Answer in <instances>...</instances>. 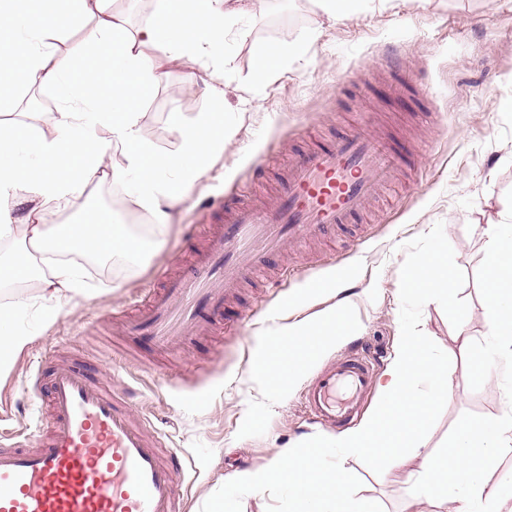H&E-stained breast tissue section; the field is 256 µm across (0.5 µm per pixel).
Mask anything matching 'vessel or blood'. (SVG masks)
I'll return each mask as SVG.
<instances>
[{
  "label": "vessel or blood",
  "instance_id": "obj_1",
  "mask_svg": "<svg viewBox=\"0 0 512 512\" xmlns=\"http://www.w3.org/2000/svg\"><path fill=\"white\" fill-rule=\"evenodd\" d=\"M389 175L363 128L298 155L270 204L257 209L239 200L228 218L199 224L206 247L193 271H160L159 287L123 316L125 331L172 350L187 336L213 331L268 254L350 223ZM372 372V360L357 349L322 367L305 394L313 422L341 428L355 421ZM46 394L47 434L0 448V512H184L176 484L185 459L165 433L136 419L76 361L54 367Z\"/></svg>",
  "mask_w": 512,
  "mask_h": 512
}]
</instances>
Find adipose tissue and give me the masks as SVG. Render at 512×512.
Listing matches in <instances>:
<instances>
[{
	"instance_id": "ef3b65f1",
	"label": "adipose tissue",
	"mask_w": 512,
	"mask_h": 512,
	"mask_svg": "<svg viewBox=\"0 0 512 512\" xmlns=\"http://www.w3.org/2000/svg\"><path fill=\"white\" fill-rule=\"evenodd\" d=\"M112 0H0V37L24 51L23 71L29 82L54 86L66 101L44 124L18 120L0 126V284L37 281L44 305L41 321L50 324L57 303L84 296L79 272L66 262L69 254L138 256L144 240L115 224L109 211L84 205L89 184L104 182L122 189L154 228L165 230L173 209L186 191L224 150V114L198 113L186 121L172 113L179 134L175 151L161 152L141 133L138 107L158 85L168 67L200 60L230 31L251 0H155L152 20L130 29L110 7ZM85 29L78 57L56 54L53 40L59 21ZM113 50L108 72L109 99L99 102L80 79L98 72L99 51ZM121 162H111L113 150ZM81 205L82 214L69 224L55 223L63 209ZM485 260L491 271L485 281L491 319L489 340L480 356L496 369L512 371V207L487 231ZM445 240H436L416 266L399 272L404 297L428 300L448 288V267L442 257ZM30 307L26 299L0 306V370L12 367L31 340L18 321ZM348 303L325 309L312 318L283 324L260 343L257 373H273V390L298 383L323 353L359 333ZM382 397L357 428L340 432L338 448L372 452L388 448L396 468L406 469L407 503L430 504L442 512H512V487L492 484L489 466L512 455V416L472 421L460 426L446 455L422 457L420 469L407 465L418 456V443L404 447L401 435L411 432L422 413L446 398L453 376L431 352L424 336L403 327L397 351L386 371ZM323 449L313 448L275 458L268 465L237 473L238 485L251 489L288 487L294 512H375L347 492L342 465L328 469L323 481L310 478Z\"/></svg>"
}]
</instances>
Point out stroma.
<instances>
[{"label":"stroma","mask_w":512,"mask_h":512,"mask_svg":"<svg viewBox=\"0 0 512 512\" xmlns=\"http://www.w3.org/2000/svg\"><path fill=\"white\" fill-rule=\"evenodd\" d=\"M296 40L304 41V54L256 81V53ZM219 60L222 104L204 95L208 72L198 65L169 68L140 104L143 134L163 151L177 143L169 113L190 120L217 106L224 112V151L175 207L162 246L143 261L116 257L107 265L73 257L90 296L61 304L46 328L37 284L0 289V304L19 297L32 303L20 320L32 340L11 370L0 371V444L35 434L43 423L46 401L27 383L37 363L73 356L114 392L131 393L136 415L188 454L177 485L187 512H211L220 496L234 512H288V488L245 490L232 476L293 449H329L334 434L306 421L301 401L314 369L282 394L242 370L244 355L255 352L265 334L351 299L359 335L377 358L370 407L380 398L402 326L427 336L434 356L458 374L472 370L474 347L487 341L482 285L490 271L483 229L512 204V0H378L351 20L323 27L307 0H254L225 36ZM63 106L54 87L19 80L0 97V123ZM360 125L391 155L392 182L354 224L325 234L314 248H300L299 268L279 288L244 289L228 309L246 322L241 337L193 336L178 354L113 328L108 311L137 302L155 265L192 266L196 246L184 235L204 205L231 200L241 186L252 202L269 200L286 180L291 158L331 145ZM260 163L265 170L258 177ZM438 236L448 240L447 297L402 298L400 267L420 263ZM344 257L353 280L333 291L303 293L304 279L328 277ZM255 303L264 309L258 328L248 323ZM461 330L471 345L458 339ZM511 406L512 379L474 378L452 388L416 428L425 451L441 454L462 424L492 419ZM326 461L342 462L351 496L373 502L378 512H402L403 484L368 455L344 450Z\"/></svg>","instance_id":"obj_1"}]
</instances>
